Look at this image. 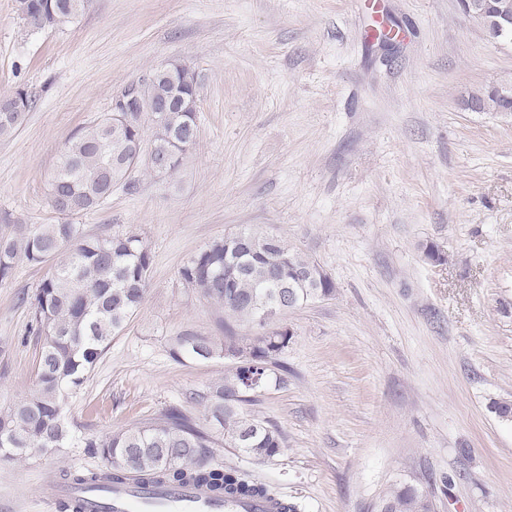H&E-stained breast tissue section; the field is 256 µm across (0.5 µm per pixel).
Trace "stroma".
I'll use <instances>...</instances> for the list:
<instances>
[{"instance_id": "stroma-1", "label": "stroma", "mask_w": 512, "mask_h": 512, "mask_svg": "<svg viewBox=\"0 0 512 512\" xmlns=\"http://www.w3.org/2000/svg\"><path fill=\"white\" fill-rule=\"evenodd\" d=\"M165 61L193 66L198 139L174 178L137 177L75 216L90 235L134 233L150 288L66 416L100 438L177 406L213 437L216 464L302 512H376L394 486L453 476L437 512H512V121L467 109L512 77L459 0H92L63 29L27 32L0 0V97L36 98L0 138V233L55 224L50 177L68 139ZM245 225L322 266L332 296L288 311L285 383L241 404L279 427V455L230 448L196 394L221 358L175 359L177 336L223 335V310L180 269ZM435 245L438 263L424 254ZM47 265L0 280V406L27 395L38 348L31 295ZM85 448L0 460V512H59Z\"/></svg>"}]
</instances>
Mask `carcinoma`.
<instances>
[{"label": "carcinoma", "mask_w": 512, "mask_h": 512, "mask_svg": "<svg viewBox=\"0 0 512 512\" xmlns=\"http://www.w3.org/2000/svg\"><path fill=\"white\" fill-rule=\"evenodd\" d=\"M86 7L87 0H16L17 13L31 33L46 24L63 29ZM200 90L198 74L189 65L155 68L154 79L134 101V111L109 112L65 145L49 182L50 205L63 221L17 224L15 236L0 237V280L20 260L50 264L30 302L28 333L39 345L36 386L0 409L1 459H19L35 449L90 448L105 469L64 474L73 486L107 492L133 477L144 490L204 485L218 500L277 498L272 487L253 482L246 472L212 464L210 436L178 407L141 427L96 439L77 435L63 412L68 394L83 384L112 337L144 301L150 269V253L138 235L91 236L67 218L98 209L119 185L131 187L135 171L173 176L195 145ZM10 98L15 111L0 112V137L17 131L36 103L23 89ZM163 98L179 100L181 111H156ZM161 154L169 159L163 173L155 167ZM316 266L287 242L244 227L213 241L180 270L188 287L224 307V339L186 333L177 338L172 354L194 359L204 352L212 358L227 352L245 356L199 398L224 440L256 460L281 452L282 433L245 417L239 406L247 394L269 385V366L292 334L259 333L255 321L265 305L279 304L288 311L332 295L333 281L315 275ZM238 326L250 333L237 332ZM379 507L385 512H436L435 481L421 488L393 487Z\"/></svg>", "instance_id": "1"}]
</instances>
